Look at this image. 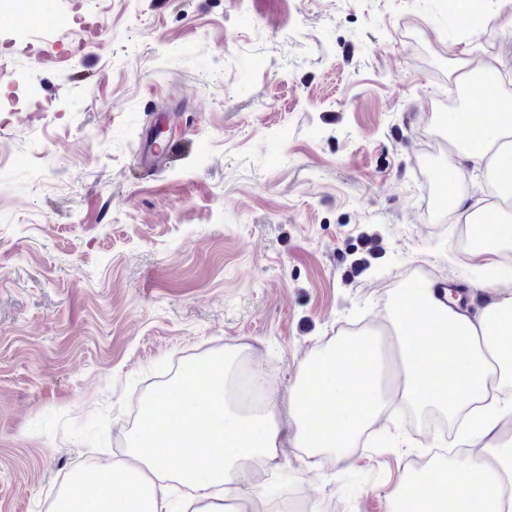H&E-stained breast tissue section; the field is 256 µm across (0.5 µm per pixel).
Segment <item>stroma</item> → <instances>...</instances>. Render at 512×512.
<instances>
[{
    "mask_svg": "<svg viewBox=\"0 0 512 512\" xmlns=\"http://www.w3.org/2000/svg\"><path fill=\"white\" fill-rule=\"evenodd\" d=\"M0 17V512H44L67 477L120 459L136 401L244 342L285 393L301 358L382 318L410 269L463 285L424 160L454 55L512 47L507 19L450 36L431 0H53ZM181 140L154 175L157 123ZM395 404L349 465L288 447L250 496L388 512L442 435Z\"/></svg>",
    "mask_w": 512,
    "mask_h": 512,
    "instance_id": "35a3bbf8",
    "label": "stroma"
}]
</instances>
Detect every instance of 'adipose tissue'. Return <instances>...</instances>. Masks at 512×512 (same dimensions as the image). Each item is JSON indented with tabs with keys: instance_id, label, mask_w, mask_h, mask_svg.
I'll return each mask as SVG.
<instances>
[{
	"instance_id": "adipose-tissue-1",
	"label": "adipose tissue",
	"mask_w": 512,
	"mask_h": 512,
	"mask_svg": "<svg viewBox=\"0 0 512 512\" xmlns=\"http://www.w3.org/2000/svg\"><path fill=\"white\" fill-rule=\"evenodd\" d=\"M445 164H478L495 200L466 194L453 208L478 235L467 249L475 288L489 299L470 312L450 290L424 284L394 291L381 327L338 333L301 359L286 396L258 375L239 377L240 347L187 362L172 381L149 392L142 413L168 428L132 429L123 460L94 478L72 474L52 512H172L177 488L184 512H249L241 495L248 463L278 465L293 444L318 467L348 463L368 430L386 428L397 402L464 424V458H434L409 472L390 512H445L467 500L477 512H512V236L480 223L495 212L512 219V95L496 111L476 113L451 135Z\"/></svg>"
}]
</instances>
